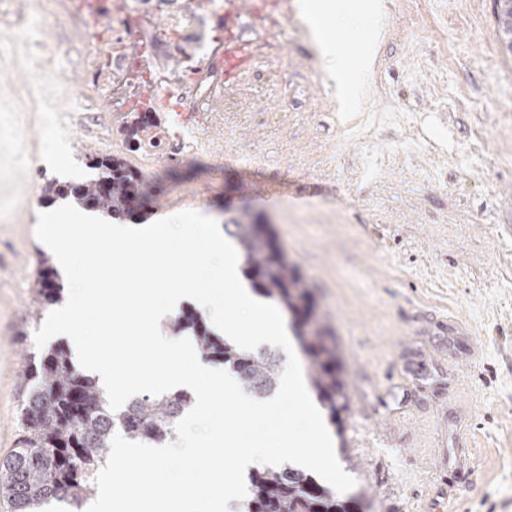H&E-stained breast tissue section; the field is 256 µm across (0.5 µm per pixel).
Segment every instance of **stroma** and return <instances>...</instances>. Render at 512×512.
Listing matches in <instances>:
<instances>
[{
  "label": "stroma",
  "mask_w": 512,
  "mask_h": 512,
  "mask_svg": "<svg viewBox=\"0 0 512 512\" xmlns=\"http://www.w3.org/2000/svg\"><path fill=\"white\" fill-rule=\"evenodd\" d=\"M288 0L280 58H260L223 101L218 158L164 166L156 197L223 221L250 210L312 286L348 383L343 452L365 512H432L444 434L473 448L433 512H512V55L495 35L494 0H373L378 24L344 29L352 55L375 41L360 107L342 111L300 4ZM56 51L43 94L75 116L47 139L23 98L22 57ZM81 31L0 25V458L21 435L23 372L47 313L35 236L50 179L96 178L90 154L122 152L110 101H87ZM27 142L29 153L15 147ZM279 185L266 201L249 182ZM462 315L478 338L441 328Z\"/></svg>",
  "instance_id": "stroma-1"
}]
</instances>
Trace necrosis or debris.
Returning a JSON list of instances; mask_svg holds the SVG:
<instances>
[{
	"mask_svg": "<svg viewBox=\"0 0 512 512\" xmlns=\"http://www.w3.org/2000/svg\"><path fill=\"white\" fill-rule=\"evenodd\" d=\"M283 0H261L253 21L233 19L228 0H26L28 18L82 31V66L91 92L107 90L111 110L141 121L139 139L127 149L144 173L187 157L223 154L209 138L213 102L223 99L224 49L234 41L261 57H278L288 23ZM166 17L156 27V17ZM180 61L167 70V57ZM156 90L143 101L140 90Z\"/></svg>",
	"mask_w": 512,
	"mask_h": 512,
	"instance_id": "obj_1",
	"label": "necrosis or debris"
}]
</instances>
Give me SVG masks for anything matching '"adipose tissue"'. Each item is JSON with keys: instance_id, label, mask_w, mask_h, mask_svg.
Returning a JSON list of instances; mask_svg holds the SVG:
<instances>
[{"instance_id": "obj_1", "label": "adipose tissue", "mask_w": 512, "mask_h": 512, "mask_svg": "<svg viewBox=\"0 0 512 512\" xmlns=\"http://www.w3.org/2000/svg\"><path fill=\"white\" fill-rule=\"evenodd\" d=\"M302 12L320 47L326 70L336 77L348 108H355L360 99L362 77L375 53L374 44H367L358 57H351L341 41L330 34L327 16L331 13L323 0H304Z\"/></svg>"}]
</instances>
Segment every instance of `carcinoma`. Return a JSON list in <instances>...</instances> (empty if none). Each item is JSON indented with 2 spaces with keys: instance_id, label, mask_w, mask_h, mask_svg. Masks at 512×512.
I'll return each instance as SVG.
<instances>
[{
  "instance_id": "cac0c4a2",
  "label": "carcinoma",
  "mask_w": 512,
  "mask_h": 512,
  "mask_svg": "<svg viewBox=\"0 0 512 512\" xmlns=\"http://www.w3.org/2000/svg\"><path fill=\"white\" fill-rule=\"evenodd\" d=\"M98 178L76 186L47 182L44 196L65 197L122 220L150 207L148 177L117 156L92 158ZM103 185L111 186L107 194ZM224 234L237 247L244 272L261 296L291 318V326L306 359L312 392L327 410L329 422L342 425L346 411L345 380L336 345L316 312L315 300L300 272L289 266L275 245L271 225L259 215L242 211L224 224ZM50 258L43 257L38 294L47 302L59 299L60 287ZM173 336L193 335L199 357L231 372L241 388L257 397L275 391L284 357L262 347L240 349L233 341L214 335L207 318L185 310L167 323ZM29 390L19 409L24 437L20 447L0 460V493L14 512H34L51 500L80 505L95 493V477L105 462L103 450L115 433L131 441L162 446L173 438L175 424L193 404L186 392L143 395L117 411L109 407L94 379L80 373L62 345L49 348L25 370ZM357 501L336 497L303 469L285 465L264 467L250 475L246 512H357Z\"/></svg>"
}]
</instances>
